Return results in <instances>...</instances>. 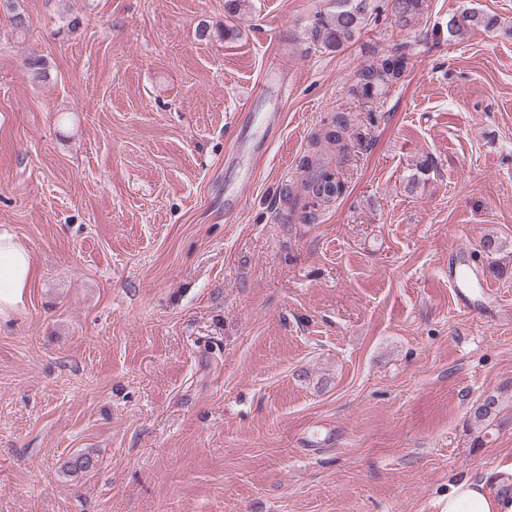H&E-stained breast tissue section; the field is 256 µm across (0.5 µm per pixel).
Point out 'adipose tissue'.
<instances>
[{
	"label": "adipose tissue",
	"instance_id": "1",
	"mask_svg": "<svg viewBox=\"0 0 512 512\" xmlns=\"http://www.w3.org/2000/svg\"><path fill=\"white\" fill-rule=\"evenodd\" d=\"M34 273L31 252L0 226V318L22 306ZM442 512H512V464L452 485Z\"/></svg>",
	"mask_w": 512,
	"mask_h": 512
}]
</instances>
